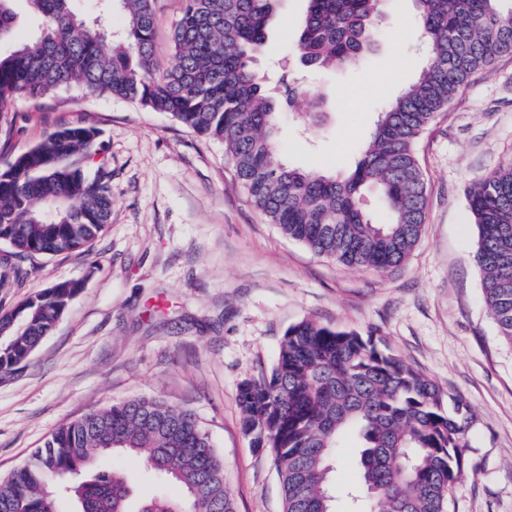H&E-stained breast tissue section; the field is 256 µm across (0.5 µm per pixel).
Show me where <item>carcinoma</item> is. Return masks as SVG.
Here are the masks:
<instances>
[{"instance_id": "cac0c4a2", "label": "carcinoma", "mask_w": 512, "mask_h": 512, "mask_svg": "<svg viewBox=\"0 0 512 512\" xmlns=\"http://www.w3.org/2000/svg\"><path fill=\"white\" fill-rule=\"evenodd\" d=\"M15 0H0V115L18 98L77 87L164 112L224 142L251 202L288 238L347 267L384 271L410 254L425 224L426 184L415 144L469 79L512 54V0H415L429 64L378 112L353 167L309 173L275 162L278 112L294 107L284 77L272 96L254 69L280 0H184L171 36L175 64L154 56L156 0H28L40 35L14 40ZM124 19L112 29L114 3ZM294 44L301 61L355 69L383 37L385 0H307ZM101 130L64 124L19 155L0 147V288L27 276L38 256L89 253L112 216V171L81 161L98 154ZM376 193L375 223L361 198ZM478 228L475 261L498 335L512 344V163L467 189ZM82 282L39 289L0 304V377L23 369L56 326ZM253 447L268 448L284 512H335L329 475L341 440H356L358 478L347 512H448L467 475L474 416L372 336L304 319L285 332L278 358L236 394ZM140 457L179 499L155 496L132 510V475L86 474L99 456ZM236 512L224 461L189 411L137 397L59 427L11 474L0 477V512Z\"/></svg>"}]
</instances>
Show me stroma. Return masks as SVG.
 <instances>
[{
	"label": "stroma",
	"mask_w": 512,
	"mask_h": 512,
	"mask_svg": "<svg viewBox=\"0 0 512 512\" xmlns=\"http://www.w3.org/2000/svg\"><path fill=\"white\" fill-rule=\"evenodd\" d=\"M306 0H280L256 62L265 85L299 76L291 51ZM183 0H157L156 58L173 62L171 31ZM385 40L355 70L309 75L285 114L278 162L332 173L349 167L381 106L415 81L427 59L413 0H387ZM322 125L305 130L309 89ZM6 118L20 154L65 123L98 127L104 148L87 169L112 172V217L91 254L36 259L22 284L0 288L14 305L42 286H84L26 367L0 380V476L21 466L59 426L133 397L192 411L224 460L237 512H282L268 452L240 427L239 383L275 362L289 326L306 318L381 339L475 424L472 468L449 512H512V345L498 335L473 259L477 228L467 188L512 161V54L475 74L416 145L426 221L408 259L383 272L350 268L289 239L251 204L221 140L170 115L76 88L20 98ZM96 470L136 476L133 497L181 496L138 457L116 453Z\"/></svg>",
	"instance_id": "obj_1"
}]
</instances>
